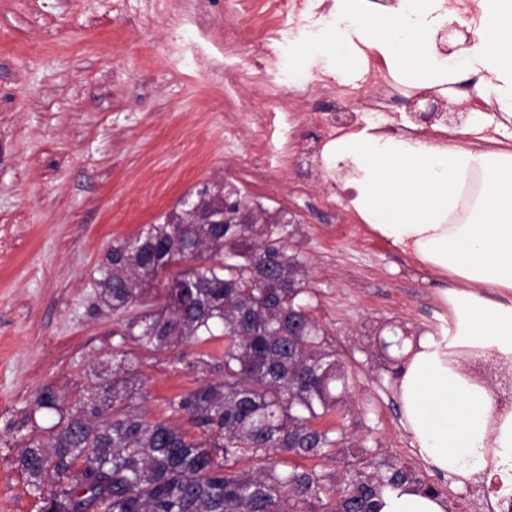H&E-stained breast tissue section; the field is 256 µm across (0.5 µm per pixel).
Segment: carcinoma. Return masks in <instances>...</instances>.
<instances>
[{"instance_id":"1","label":"carcinoma","mask_w":512,"mask_h":512,"mask_svg":"<svg viewBox=\"0 0 512 512\" xmlns=\"http://www.w3.org/2000/svg\"><path fill=\"white\" fill-rule=\"evenodd\" d=\"M196 200L198 217L185 205L112 245L98 284L120 315L165 282L160 305L125 325L147 350L224 341L187 364L214 379L167 401L200 434L138 409L144 381L123 358L72 406L41 391L35 407L58 421L19 465L45 512H377L388 486L439 494L405 467L374 463L345 431L318 425L343 410L336 384L346 387L347 374L312 316L287 214L274 220L262 209L253 224L208 223L227 200L236 213L254 207L225 181L205 183ZM352 447L362 453L349 455ZM292 457L335 468L290 466Z\"/></svg>"}]
</instances>
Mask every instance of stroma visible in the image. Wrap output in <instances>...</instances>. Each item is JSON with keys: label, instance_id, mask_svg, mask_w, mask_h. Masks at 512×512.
Instances as JSON below:
<instances>
[{"label": "stroma", "instance_id": "obj_1", "mask_svg": "<svg viewBox=\"0 0 512 512\" xmlns=\"http://www.w3.org/2000/svg\"><path fill=\"white\" fill-rule=\"evenodd\" d=\"M225 3L0 0V512L39 510L18 458L57 421L34 409L42 389L73 400L97 363L132 358L147 379L139 408L184 424L166 402L200 383L187 367L198 345L152 354L115 336L95 280L112 244L224 180L301 227L290 250L306 262L314 316L352 374L347 436L437 488L448 512H487L485 476L457 485L412 447L395 394L405 358L379 346L396 329L412 343L440 333L451 280L373 233L319 157L290 147L287 162L273 157L280 90L335 77L336 61L325 51L289 70L288 39L304 23L288 18L268 47V89L247 60L238 95L226 96ZM378 80L399 92L398 118L426 111L375 54L345 78ZM434 95L464 141L483 138L475 76ZM340 213L348 232L338 230Z\"/></svg>", "mask_w": 512, "mask_h": 512}]
</instances>
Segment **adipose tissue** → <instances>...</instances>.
Returning <instances> with one entry per match:
<instances>
[{
	"label": "adipose tissue",
	"mask_w": 512,
	"mask_h": 512,
	"mask_svg": "<svg viewBox=\"0 0 512 512\" xmlns=\"http://www.w3.org/2000/svg\"><path fill=\"white\" fill-rule=\"evenodd\" d=\"M320 14L302 43L330 48L350 71L364 49L412 84L477 76L479 94L512 122V0H478L467 47L441 54V28L460 21L456 0H314ZM342 171L361 220L421 264L448 274V327L408 346L396 391L402 421L421 456L466 480L512 469V399L469 369L487 356L512 367V152L441 147L365 128L337 137L321 153ZM443 497L387 488L380 512H447Z\"/></svg>",
	"instance_id": "1"
}]
</instances>
